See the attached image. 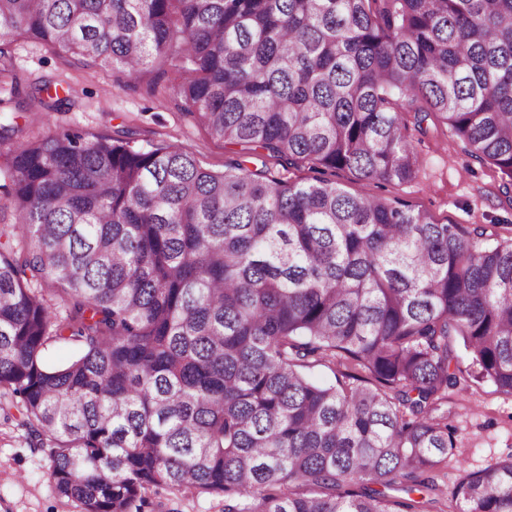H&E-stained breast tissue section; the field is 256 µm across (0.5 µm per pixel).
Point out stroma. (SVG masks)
<instances>
[{
    "label": "stroma",
    "instance_id": "stroma-1",
    "mask_svg": "<svg viewBox=\"0 0 512 512\" xmlns=\"http://www.w3.org/2000/svg\"><path fill=\"white\" fill-rule=\"evenodd\" d=\"M11 53L21 90L44 86L63 100L43 121L27 112L17 113L18 140L73 128L127 136L140 147L177 144L212 171L223 170L237 158L236 146L212 138L181 110L172 89L148 94L145 86L125 83L121 74L79 67L68 54L23 38L12 44ZM402 116L422 162L414 181L367 182L346 169L320 174L305 164L285 168L274 161L268 164L269 172L292 182H309L321 175L352 193L405 200L429 211L442 224L493 225L500 237L512 236V197L504 193L500 171L473 159L464 143L437 122L430 120L417 127L408 107ZM448 406L457 452L449 465L434 474L443 503L463 472L480 470L512 455V397L499 393L492 384L472 383L465 375L459 387L450 391ZM50 467L48 449L28 446L20 416L9 417L0 411V512H82L78 502L54 492ZM223 510V494L163 490L150 498L142 512Z\"/></svg>",
    "mask_w": 512,
    "mask_h": 512
}]
</instances>
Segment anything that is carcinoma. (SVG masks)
Instances as JSON below:
<instances>
[{"label": "carcinoma", "instance_id": "carcinoma-1", "mask_svg": "<svg viewBox=\"0 0 512 512\" xmlns=\"http://www.w3.org/2000/svg\"><path fill=\"white\" fill-rule=\"evenodd\" d=\"M24 37L112 69L242 160L0 123V388L55 493L83 512L224 494V512H427L455 456L448 394L512 396V238L270 159L405 183L399 108L512 186V0H0V76ZM261 161V168L247 163ZM79 354L52 365L49 341ZM351 367L320 384L311 362ZM448 512H512V455Z\"/></svg>", "mask_w": 512, "mask_h": 512}]
</instances>
